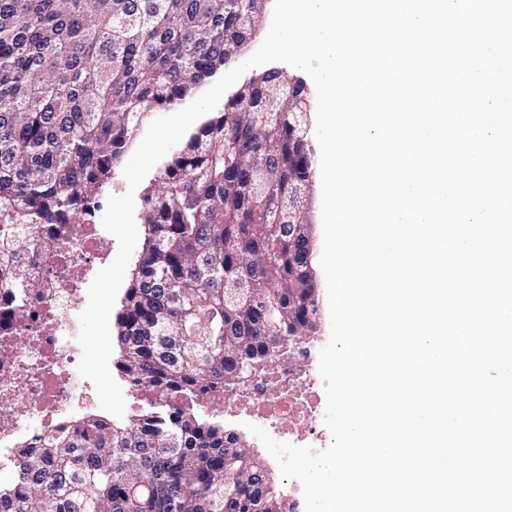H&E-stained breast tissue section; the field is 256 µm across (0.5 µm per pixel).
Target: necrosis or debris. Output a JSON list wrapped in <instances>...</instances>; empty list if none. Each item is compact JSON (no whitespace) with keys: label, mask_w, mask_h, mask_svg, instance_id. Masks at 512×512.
I'll return each instance as SVG.
<instances>
[{"label":"necrosis or debris","mask_w":512,"mask_h":512,"mask_svg":"<svg viewBox=\"0 0 512 512\" xmlns=\"http://www.w3.org/2000/svg\"><path fill=\"white\" fill-rule=\"evenodd\" d=\"M112 235L100 222L84 225L69 252L72 264L99 271L106 263ZM87 288L66 274L42 276L41 286L28 299V331L14 333L9 358H0V472L17 474L19 446L37 454L44 437L68 423L75 407L90 403L92 389L77 369L82 356L78 343L79 314ZM321 378L300 375L287 365L243 385L223 401L226 416L263 427L277 441L304 444L302 432L284 434L281 421L300 424L321 418Z\"/></svg>","instance_id":"4bbe7bcc"}]
</instances>
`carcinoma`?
Here are the masks:
<instances>
[{"label": "carcinoma", "instance_id": "obj_1", "mask_svg": "<svg viewBox=\"0 0 512 512\" xmlns=\"http://www.w3.org/2000/svg\"><path fill=\"white\" fill-rule=\"evenodd\" d=\"M262 0H0V287L21 318L35 255H66L148 113L234 64ZM269 70L158 170L142 251L115 321L118 370L149 410L87 413L25 455L0 512H295L261 457L193 407L315 333L306 215L313 149ZM278 333L267 331L269 321Z\"/></svg>", "mask_w": 512, "mask_h": 512}]
</instances>
